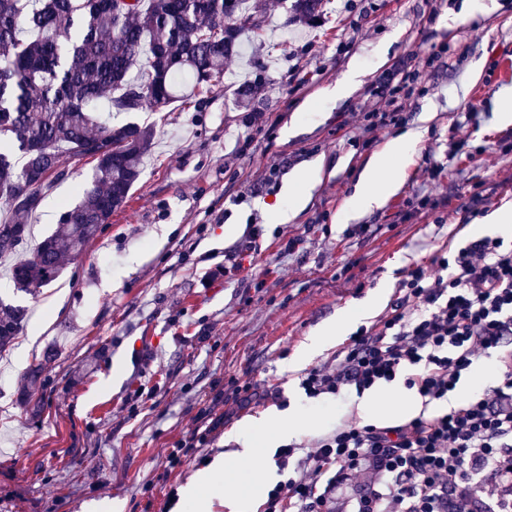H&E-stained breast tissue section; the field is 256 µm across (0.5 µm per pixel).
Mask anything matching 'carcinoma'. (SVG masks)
<instances>
[{"instance_id": "1", "label": "carcinoma", "mask_w": 512, "mask_h": 512, "mask_svg": "<svg viewBox=\"0 0 512 512\" xmlns=\"http://www.w3.org/2000/svg\"><path fill=\"white\" fill-rule=\"evenodd\" d=\"M323 4L292 0V21L318 22ZM262 27L253 0H0V255L27 240L29 215L68 160L93 164L81 200L11 268L16 290L56 280L140 179L150 129L102 121L98 102L144 112L208 94L242 36L257 39ZM26 320L0 299V353Z\"/></svg>"}]
</instances>
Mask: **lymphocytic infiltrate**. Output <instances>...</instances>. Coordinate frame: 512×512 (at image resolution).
Masks as SVG:
<instances>
[{
    "instance_id": "1",
    "label": "lymphocytic infiltrate",
    "mask_w": 512,
    "mask_h": 512,
    "mask_svg": "<svg viewBox=\"0 0 512 512\" xmlns=\"http://www.w3.org/2000/svg\"><path fill=\"white\" fill-rule=\"evenodd\" d=\"M402 69L383 106L364 113L366 133L405 117ZM400 296L337 353L334 368L300 381L307 397L364 392L404 375L431 401L447 399L482 357L496 356L501 383L445 412L388 426L345 424L307 446L267 494L264 512H336L354 485L352 512H512V246L481 237L405 270Z\"/></svg>"
}]
</instances>
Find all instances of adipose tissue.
Instances as JSON below:
<instances>
[{
  "label": "adipose tissue",
  "instance_id": "obj_1",
  "mask_svg": "<svg viewBox=\"0 0 512 512\" xmlns=\"http://www.w3.org/2000/svg\"><path fill=\"white\" fill-rule=\"evenodd\" d=\"M420 139V131L410 130L388 142L384 151L373 158L360 175L346 202L348 214H362L384 205L388 197L400 187L404 174L403 163L416 150ZM388 293V288L376 289L369 301L343 309L335 319L314 330L284 363V371L292 374L301 371L313 359L342 340L355 324L376 316ZM417 406L415 398L388 386L371 393L358 410L364 417L382 421L392 417H410ZM268 426L269 420L265 417L250 421L248 427L253 432L252 437L242 440L240 447L226 449L223 457L197 474L184 488L183 499L192 512H210L216 495L215 479L219 476L237 488L235 495L224 500L226 512H255L261 496L253 476L261 471L264 453L273 440Z\"/></svg>",
  "mask_w": 512,
  "mask_h": 512
}]
</instances>
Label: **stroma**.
I'll return each mask as SVG.
<instances>
[{
	"instance_id": "1",
	"label": "stroma",
	"mask_w": 512,
	"mask_h": 512,
	"mask_svg": "<svg viewBox=\"0 0 512 512\" xmlns=\"http://www.w3.org/2000/svg\"><path fill=\"white\" fill-rule=\"evenodd\" d=\"M258 2L264 43L225 62L231 87L158 112L113 114V123L151 127L153 145L127 204L86 252L27 293L0 260V299L26 307L29 319L0 358V512H83L92 500L118 502L121 512H187L170 491L209 467L242 423L301 417L288 441L305 445L360 421L356 391L311 399L299 375L283 372L306 336L382 285H398L411 265L472 240V225L512 241L491 222L512 211V152L498 149L512 123L500 119L497 76L500 59L512 57V0H482L487 10L475 14L464 0H328L315 27L287 23L282 0ZM440 47L442 61L409 87L403 125L367 142L361 114L379 77ZM352 71L361 84L336 97ZM258 75L257 103L242 106L233 85ZM417 127L423 137L399 189L381 208L344 219L370 160ZM462 138L466 146L454 150ZM319 158L308 203L276 222L275 211L293 202L289 179ZM67 166L29 217L21 253L79 200L90 166ZM426 192L446 206L405 217ZM253 224L263 228L255 264L269 272L265 288H250L243 273L210 279ZM291 238L297 246L283 252ZM49 350L41 401L26 404L29 367ZM232 378L251 382L259 400L217 401L215 387ZM202 412L215 422L206 444L170 467V450Z\"/></svg>"
}]
</instances>
